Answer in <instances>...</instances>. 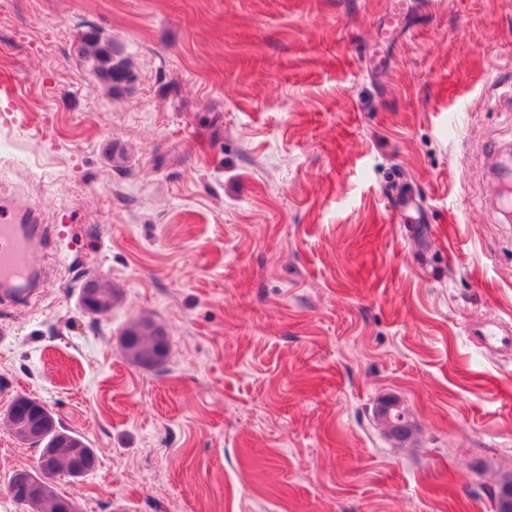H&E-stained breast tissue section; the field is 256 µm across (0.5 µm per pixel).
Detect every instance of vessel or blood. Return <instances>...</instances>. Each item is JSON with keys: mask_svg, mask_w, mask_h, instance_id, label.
<instances>
[{"mask_svg": "<svg viewBox=\"0 0 512 512\" xmlns=\"http://www.w3.org/2000/svg\"><path fill=\"white\" fill-rule=\"evenodd\" d=\"M41 233L39 216L32 207L0 206V297L16 300L25 295L34 273L33 242ZM473 336L488 352L512 351V332L493 320H480Z\"/></svg>", "mask_w": 512, "mask_h": 512, "instance_id": "1", "label": "vessel or blood"}]
</instances>
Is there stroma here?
I'll return each instance as SVG.
<instances>
[{"mask_svg":"<svg viewBox=\"0 0 512 512\" xmlns=\"http://www.w3.org/2000/svg\"><path fill=\"white\" fill-rule=\"evenodd\" d=\"M112 40V91L81 47ZM512 0H0V184L44 274L0 301V415L44 402L113 512H494L512 480ZM467 122L449 131L448 116ZM405 184L420 209L398 212ZM109 314L80 305L92 275ZM149 317L170 352L129 361ZM396 401L411 423L376 417ZM38 449L0 423V512ZM122 335L126 356L136 364L159 366L169 354L167 334L163 326L152 319L144 318L133 323ZM472 334L477 343L488 352L499 354L512 351L511 331L503 329L493 320L480 319Z\"/></svg>","mask_w":512,"mask_h":512,"instance_id":"stroma-1","label":"stroma"}]
</instances>
